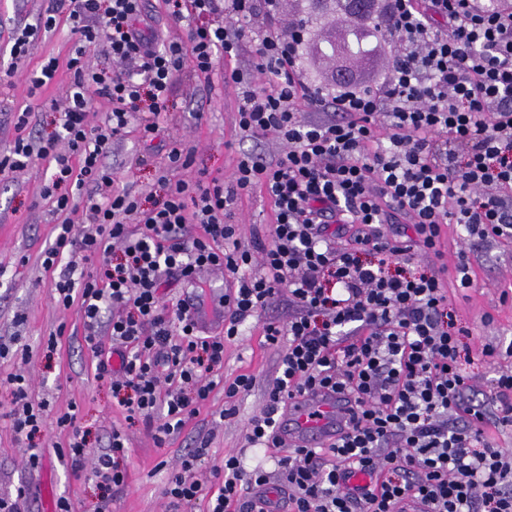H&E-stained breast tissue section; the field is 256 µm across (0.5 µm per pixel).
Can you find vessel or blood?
<instances>
[{
    "mask_svg": "<svg viewBox=\"0 0 512 512\" xmlns=\"http://www.w3.org/2000/svg\"><path fill=\"white\" fill-rule=\"evenodd\" d=\"M194 317L202 326L223 321V297L210 300ZM353 416L354 405L345 395L326 389L310 391L291 400L281 414V433L295 448L325 446L349 431Z\"/></svg>",
    "mask_w": 512,
    "mask_h": 512,
    "instance_id": "1",
    "label": "vessel or blood"
}]
</instances>
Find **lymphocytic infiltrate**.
<instances>
[{
    "instance_id": "obj_1",
    "label": "lymphocytic infiltrate",
    "mask_w": 512,
    "mask_h": 512,
    "mask_svg": "<svg viewBox=\"0 0 512 512\" xmlns=\"http://www.w3.org/2000/svg\"><path fill=\"white\" fill-rule=\"evenodd\" d=\"M66 12L75 43L66 65L73 80L58 127L24 136L29 111L17 113L18 135L0 155V172L39 160L54 166L43 189L64 216L43 253L55 271L51 295L77 308L87 343L113 340L119 363L101 360L128 423L161 415L156 443L180 431L216 388L233 398L256 379L225 382L224 344L241 326L288 298L287 320L263 324L281 345L277 375L263 410L246 427L256 451L282 447L277 424L288 400L330 388L354 403L351 429L322 448H294L272 465L246 466L229 454L215 470L219 487L206 512H254L253 492L277 486L288 512H512V452L487 427L512 424V343L482 344V358L500 361L489 392L463 374L449 284L472 285L468 248L512 243V12L483 0H386L381 38L394 49L390 72L375 89L348 84L326 96L307 89L295 36H258L256 68L264 85L239 70L225 74L238 95L244 136H275L288 150L274 161L242 154L232 182L201 174L195 181L160 175L162 197L142 208L130 191L112 188L106 160L131 121L152 138L183 69L210 75L216 59L236 57L256 12L276 18V0H174L170 14L187 36L147 38L138 23L143 0H53L25 25L11 48L27 56ZM105 49L111 70H95L91 52ZM110 105L91 124L96 98ZM317 112L303 119V110ZM69 153H61L60 143ZM260 187L275 207L270 241L241 245L232 222L242 192ZM83 209L95 233L76 231L68 213ZM409 214L412 231L391 237L382 225ZM199 224L203 235L189 233ZM461 227L465 247L447 260L443 232ZM347 231L346 244L336 241ZM426 268H414L420 257ZM223 271L224 329L206 334L185 303L160 296L174 276L199 287L200 269ZM118 315L105 317L106 309ZM17 434L33 440L45 427L46 402H34L23 374L6 377ZM69 428L74 467L90 465L104 487L123 485L125 435L113 430L92 452L77 416ZM206 453L185 455L164 494L178 512H193L201 487L184 478ZM369 485H349L353 470Z\"/></svg>"
}]
</instances>
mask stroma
<instances>
[{
    "label": "stroma",
    "mask_w": 512,
    "mask_h": 512,
    "mask_svg": "<svg viewBox=\"0 0 512 512\" xmlns=\"http://www.w3.org/2000/svg\"><path fill=\"white\" fill-rule=\"evenodd\" d=\"M49 4L50 0H0V66L16 65L14 76L0 82V152L13 146L17 136L14 115L23 109L32 111L28 127L32 135L53 132L72 79L66 67L72 45L67 23L43 34L21 60L14 62L9 57L17 30L34 22ZM264 26V16L256 15L244 37L242 54L220 59L211 76L188 69L179 74L167 120L153 140H144L137 124L128 126L106 160L117 190L131 191L143 206H152L161 192L160 163L173 140L191 156L189 167L172 171L175 180L193 179L200 171L229 180L240 152L257 153L268 160L284 153V145L276 138H240L235 123L236 93L224 84L225 72L250 69L255 33ZM328 26L327 20L314 21L305 36L301 64L307 83L315 89L335 87V61L316 50ZM51 57L61 63L57 76L38 97H31L29 79ZM52 173V168L38 163L0 173V343L9 349L0 357V378L23 373L33 400L48 403L46 426L36 440L43 450L42 464L31 469L25 461L24 440L12 428L10 397L0 390V496L26 486L30 494L27 512H55L62 497L71 501L75 512H171L164 486L182 455L199 444H206L207 453L188 478L199 483L203 493L217 490L214 469L223 464L225 455L244 449L245 426L264 406L266 384L276 375L278 352L267 345L261 320H249L242 334L224 345L225 378L244 373L256 378L255 386L235 400V415L224 416V393L217 390L164 445L155 444L152 424L126 426L109 384L95 377L94 352L74 332L76 309L55 305L50 290L53 275L42 266V253L62 221L52 201L42 196ZM234 220L242 244H251L254 232L269 235L275 222L274 206L260 189H252L241 194ZM469 258L472 288H453L449 294L458 325L469 330L460 342L470 354L487 342H512V297L502 296L503 291L512 290V258L502 256L495 245L479 248ZM462 368L476 389L486 390L498 364L470 354ZM72 404L91 448L105 447L113 428L123 429L127 439L124 485L101 490L90 468H74L68 456L59 455L69 434L57 428L56 418Z\"/></svg>",
    "instance_id": "1"
}]
</instances>
